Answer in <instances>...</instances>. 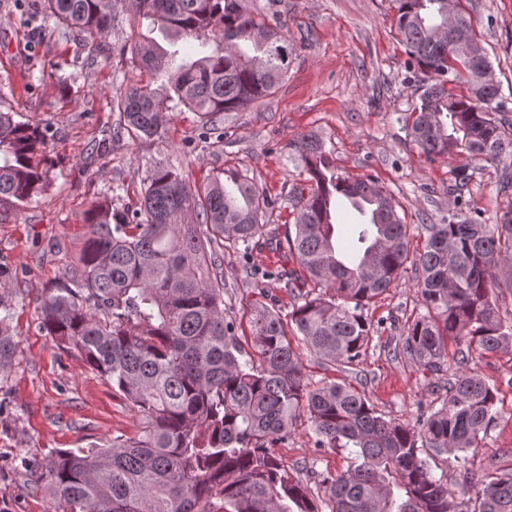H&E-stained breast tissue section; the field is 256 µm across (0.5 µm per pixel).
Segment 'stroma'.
<instances>
[{"mask_svg": "<svg viewBox=\"0 0 512 512\" xmlns=\"http://www.w3.org/2000/svg\"><path fill=\"white\" fill-rule=\"evenodd\" d=\"M247 12L277 17L292 48L280 87L233 113L220 143L195 145L197 117L171 111L161 137H115L114 102L141 74L125 48L140 28L130 7L102 43L104 53L60 37L41 0H0V111L47 128V190L30 204L0 200V305L10 313L18 341L12 365L0 372V501L11 512H48L45 483L31 463L58 449L103 444L134 435L138 419L112 384L78 356L57 347L42 328L49 289L65 283L89 234L85 216L108 200L116 213L134 210L143 181L158 163L178 167L198 186L225 163L246 170L269 201L266 219L278 235L293 223V195L306 175L296 146L302 136L321 140L340 172L369 175L389 188L410 224L442 223L452 199L450 171L468 168L466 192L482 218L512 209V156L497 165L459 156L427 161L412 146L402 119L421 90L408 77V56L396 33L392 0H243ZM472 18L512 119V0H460ZM241 258L224 253V305L242 316L255 300ZM414 272L373 304L377 323L366 353L345 366L303 352L308 383L336 381L364 392L387 417L414 422L419 407L440 405L442 386L457 366L446 359L427 371L397 354L408 326L421 313ZM467 372L496 389L494 421L471 457L474 479L512 470V347L471 352ZM306 419L277 448L284 465L316 484L319 474L347 469L348 452L320 453Z\"/></svg>", "mask_w": 512, "mask_h": 512, "instance_id": "stroma-1", "label": "stroma"}]
</instances>
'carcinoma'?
I'll return each instance as SVG.
<instances>
[{
    "label": "carcinoma",
    "mask_w": 512,
    "mask_h": 512,
    "mask_svg": "<svg viewBox=\"0 0 512 512\" xmlns=\"http://www.w3.org/2000/svg\"><path fill=\"white\" fill-rule=\"evenodd\" d=\"M409 65L425 75L405 127L420 155L466 153L494 164L512 155V121L499 117V87L480 76L487 53L468 55L476 40L460 13L461 41L448 47V0H393ZM139 23L158 28L168 46L145 39L132 55L151 84L127 88L116 102L117 136L161 135L164 111L184 107L198 117L199 138L224 139L226 115L271 95L288 70V40L277 19L259 20L242 0H132ZM63 37L94 41L112 30V0H43ZM195 56L173 66L181 41ZM468 83V93L453 86ZM173 106H168V103ZM46 133L0 112V199L27 204L47 188L36 162ZM309 175L298 189L289 256L300 271L281 277L294 299L290 321L305 347L343 365L366 353L375 326L370 303L398 287L407 263L418 271L425 312L408 326L402 353L426 370L448 356V341L495 352L512 346V320L495 299L499 264L512 259V210L495 224L464 214L472 174L451 172L454 210L444 224H407L400 204L372 177L336 172L321 144L301 138ZM361 196L374 218L354 225L347 244L325 222L328 199ZM195 214L196 223L185 218ZM267 199L246 172L224 165L222 175L193 189L183 173L157 165L144 180L139 208L114 214L103 203L85 219L90 234L66 284L44 301L43 328L56 345L80 354L112 382L139 419L134 436L90 448L59 449L34 465L46 479L52 512H322L310 490L275 453L298 418L307 416L314 447L348 450L354 461L321 475L329 512H512V471L471 485L435 476L423 454L452 455L464 469L493 420L495 388L459 372L439 408L414 423L396 421L356 388L304 379L300 351L280 313L261 300L249 312L250 349L224 315L222 253L247 254L252 242L276 240L266 224ZM422 239L411 250V239ZM16 347L0 317V372Z\"/></svg>",
    "instance_id": "1"
}]
</instances>
